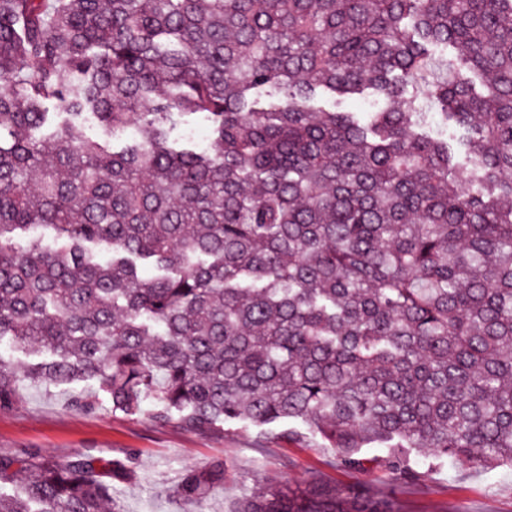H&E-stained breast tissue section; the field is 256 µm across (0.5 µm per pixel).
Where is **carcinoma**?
<instances>
[{
	"instance_id": "carcinoma-1",
	"label": "carcinoma",
	"mask_w": 512,
	"mask_h": 512,
	"mask_svg": "<svg viewBox=\"0 0 512 512\" xmlns=\"http://www.w3.org/2000/svg\"><path fill=\"white\" fill-rule=\"evenodd\" d=\"M324 88L386 108L314 112ZM89 116L136 133L116 151ZM186 117L205 146L170 142ZM5 339L50 359L21 378L0 355L2 409L25 380H92L201 435L300 422L349 467L386 448L402 484L412 453L512 464V0H0ZM221 477L188 471L177 494ZM0 478V512L110 498L83 457L0 458ZM235 512L393 510L312 480ZM401 97L407 101L415 100L416 104L419 105L420 112H431L428 116L427 128L430 135L441 138L448 137V141L453 142L463 155L464 148L460 144L462 138L461 131L447 129V127L442 123L439 113H437L440 112V110L436 108L431 101L423 98L422 95H419L416 88L410 84L404 87Z\"/></svg>"
}]
</instances>
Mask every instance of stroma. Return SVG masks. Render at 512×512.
Listing matches in <instances>:
<instances>
[{
    "mask_svg": "<svg viewBox=\"0 0 512 512\" xmlns=\"http://www.w3.org/2000/svg\"><path fill=\"white\" fill-rule=\"evenodd\" d=\"M87 397L86 410L71 402ZM152 405L130 416L113 410L107 395L89 383L45 386L23 383L15 403L0 409V457L27 450L59 460L93 459L110 482L112 502L105 512H234L255 481L297 487L318 478L339 490L360 484L393 500L397 512H512V466L487 471L467 464L412 456L419 478L397 487L390 481L387 452L364 448L363 464L344 466L319 437L297 422L233 426L230 434L201 435L172 422L161 426ZM223 471L221 484L201 500L175 494L183 473Z\"/></svg>",
    "mask_w": 512,
    "mask_h": 512,
    "instance_id": "stroma-1",
    "label": "stroma"
}]
</instances>
